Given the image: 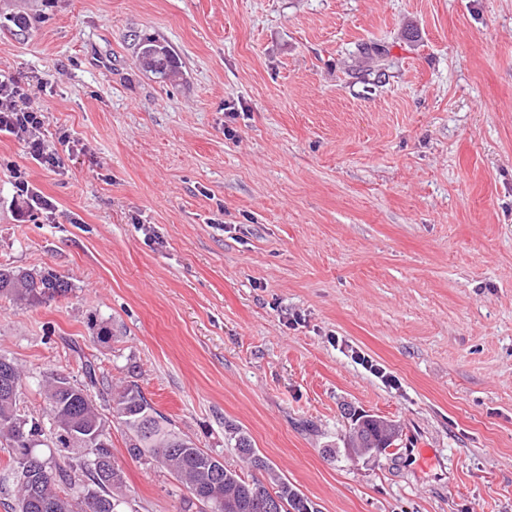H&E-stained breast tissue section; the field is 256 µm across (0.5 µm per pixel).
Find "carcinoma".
<instances>
[{
	"label": "carcinoma",
	"mask_w": 512,
	"mask_h": 512,
	"mask_svg": "<svg viewBox=\"0 0 512 512\" xmlns=\"http://www.w3.org/2000/svg\"><path fill=\"white\" fill-rule=\"evenodd\" d=\"M143 65L160 74L174 72L177 60L154 37L139 39ZM71 291L63 277L50 270L0 268V296L34 307ZM83 380L51 375L42 380L44 406L38 415L20 409L19 392L27 373L18 362L0 355V450L7 453L3 483L13 492L10 512H124L127 504L123 470L112 455V425L124 432L129 456L157 464L206 512H321L298 487L254 448L249 437L228 427L240 460L264 478L246 480L225 466L224 459L184 435L154 407L134 381L99 389L98 363L82 361ZM96 435L102 465L86 463L79 437ZM387 419L362 414L351 419L341 436L344 450L358 458L372 457L395 445Z\"/></svg>",
	"instance_id": "cac0c4a2"
}]
</instances>
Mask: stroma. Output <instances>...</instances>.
<instances>
[{"mask_svg":"<svg viewBox=\"0 0 512 512\" xmlns=\"http://www.w3.org/2000/svg\"><path fill=\"white\" fill-rule=\"evenodd\" d=\"M0 72L60 157L0 134V266L72 285L0 296L22 411L92 357L235 469L242 429L321 512H512V0H0ZM351 410L396 445L347 459ZM112 454L134 512H183L117 427ZM138 50L143 65L155 73L167 75L178 68L174 55L155 37L140 38ZM17 195L20 197L27 208L30 217L42 214L43 211H51L52 201L44 196L37 188L30 185L27 180H17ZM70 291V283L50 270L0 268V296L25 307L45 304Z\"/></svg>","mask_w":512,"mask_h":512,"instance_id":"35a3bbf8","label":"stroma"}]
</instances>
